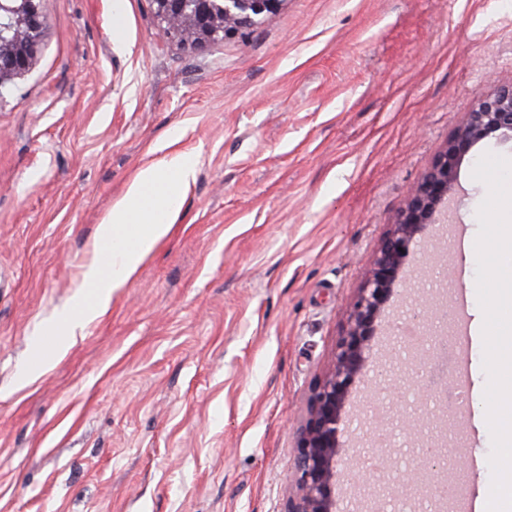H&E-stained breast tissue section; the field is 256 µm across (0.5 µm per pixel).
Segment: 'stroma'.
Segmentation results:
<instances>
[{"instance_id":"stroma-1","label":"stroma","mask_w":512,"mask_h":512,"mask_svg":"<svg viewBox=\"0 0 512 512\" xmlns=\"http://www.w3.org/2000/svg\"><path fill=\"white\" fill-rule=\"evenodd\" d=\"M28 73L0 96V512H283L312 384L409 190L466 114L512 81V0H284L207 49L169 39L151 0H42ZM124 38H112L115 10ZM198 158L172 233L65 352L43 326L77 292L96 228L135 173ZM462 161L448 220L404 266L345 408L343 458L445 444L449 480L490 485L489 430L407 408L418 351L456 338L476 280L478 208ZM47 361L17 389L20 367Z\"/></svg>"}]
</instances>
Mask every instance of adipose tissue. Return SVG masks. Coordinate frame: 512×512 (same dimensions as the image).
Masks as SVG:
<instances>
[{"label": "adipose tissue", "instance_id": "adipose-tissue-1", "mask_svg": "<svg viewBox=\"0 0 512 512\" xmlns=\"http://www.w3.org/2000/svg\"><path fill=\"white\" fill-rule=\"evenodd\" d=\"M196 167L193 154L176 152L136 172L123 199L97 228L82 292L47 327V335L59 343L75 338L107 310L113 294L171 234Z\"/></svg>", "mask_w": 512, "mask_h": 512}]
</instances>
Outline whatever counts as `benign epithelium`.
Segmentation results:
<instances>
[{
  "label": "benign epithelium",
  "mask_w": 512,
  "mask_h": 512,
  "mask_svg": "<svg viewBox=\"0 0 512 512\" xmlns=\"http://www.w3.org/2000/svg\"><path fill=\"white\" fill-rule=\"evenodd\" d=\"M284 0H153L167 26L193 19L192 47L213 43L218 28L229 36L275 13ZM46 18L41 0H0V91L24 75L38 47L37 33ZM494 136L512 141V82L496 86L448 138L431 168L406 196L395 224L382 241L369 275L346 316L332 368L313 383L306 416L296 437V457L289 476L284 512H336V473L345 463L340 457L344 409L356 381L365 377L366 355L372 349L377 324L389 302L403 285V268L410 247L455 189L458 167L471 149ZM443 470L432 457L412 473L411 482L431 494Z\"/></svg>",
  "instance_id": "7a95c632"
}]
</instances>
